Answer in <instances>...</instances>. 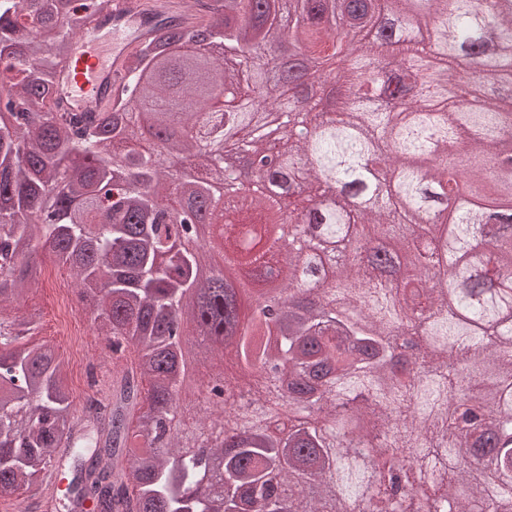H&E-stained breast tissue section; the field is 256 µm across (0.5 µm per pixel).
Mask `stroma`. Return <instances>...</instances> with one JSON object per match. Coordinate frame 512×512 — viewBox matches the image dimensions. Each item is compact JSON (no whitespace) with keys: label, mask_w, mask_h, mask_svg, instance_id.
Masks as SVG:
<instances>
[{"label":"stroma","mask_w":512,"mask_h":512,"mask_svg":"<svg viewBox=\"0 0 512 512\" xmlns=\"http://www.w3.org/2000/svg\"><path fill=\"white\" fill-rule=\"evenodd\" d=\"M39 312L30 344L55 348L66 365L68 385L76 401L112 390L113 361L103 337L97 336L88 314L75 297L67 271L49 266L41 284L27 292L13 313Z\"/></svg>","instance_id":"35a3bbf8"}]
</instances>
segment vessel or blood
Returning a JSON list of instances; mask_svg holds the SVG:
<instances>
[{"instance_id": "vessel-or-blood-1", "label": "vessel or blood", "mask_w": 512, "mask_h": 512, "mask_svg": "<svg viewBox=\"0 0 512 512\" xmlns=\"http://www.w3.org/2000/svg\"><path fill=\"white\" fill-rule=\"evenodd\" d=\"M177 0H112L106 15L115 36L109 57L93 54L91 31H83L73 56L58 68L63 85L61 103L73 112H98L107 107L112 86L125 76V60L152 25L176 15Z\"/></svg>"}]
</instances>
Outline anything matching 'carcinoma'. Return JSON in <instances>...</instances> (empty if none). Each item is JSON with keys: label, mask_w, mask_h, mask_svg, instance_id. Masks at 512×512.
<instances>
[{"label": "carcinoma", "mask_w": 512, "mask_h": 512, "mask_svg": "<svg viewBox=\"0 0 512 512\" xmlns=\"http://www.w3.org/2000/svg\"><path fill=\"white\" fill-rule=\"evenodd\" d=\"M488 2L478 19L474 0H193L198 24L168 17L129 58L133 96L62 112L57 70L101 4L0 0V305L39 283L45 250L97 335L134 352L112 398L79 407L54 348L24 342L33 317H0V489H29L64 446L67 493L110 486L115 512H512V231L494 222L512 226V0ZM430 23L438 36L419 37ZM187 34L235 54L190 52ZM288 36L344 63L335 110L314 90L298 109L264 61ZM429 60L443 81L403 118ZM267 97L313 136H273ZM226 139L277 165L222 176ZM382 163L393 187L352 208ZM243 201L280 214L288 249L281 233L246 251L225 239L244 280L202 274L190 226ZM275 272L279 310L243 308ZM200 339L238 370L218 404L184 399ZM243 386L258 406L244 415ZM194 409L198 449L171 426Z\"/></svg>", "instance_id": "cac0c4a2"}]
</instances>
